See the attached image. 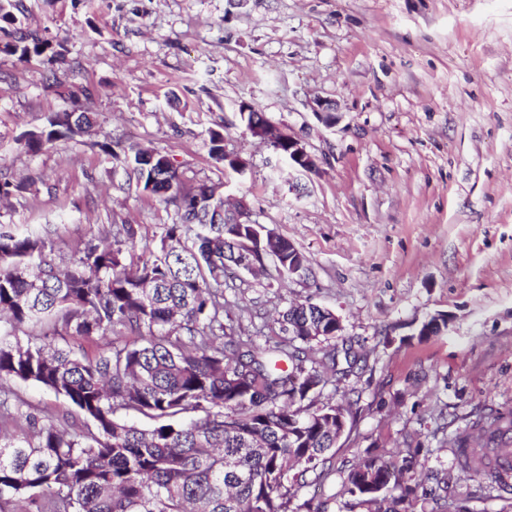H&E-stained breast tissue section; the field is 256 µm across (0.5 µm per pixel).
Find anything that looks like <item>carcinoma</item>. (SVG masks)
I'll use <instances>...</instances> for the list:
<instances>
[{
  "instance_id": "1",
  "label": "carcinoma",
  "mask_w": 512,
  "mask_h": 512,
  "mask_svg": "<svg viewBox=\"0 0 512 512\" xmlns=\"http://www.w3.org/2000/svg\"><path fill=\"white\" fill-rule=\"evenodd\" d=\"M35 33L12 36L0 52L28 62L51 50ZM49 129L29 132L23 148L37 153L73 128L93 126L86 112H52ZM101 150L137 185L173 209L164 240L195 234L193 246L163 247L148 259L122 262L136 231L121 223L76 249L57 267L49 238L0 224V385L37 384L63 396L85 419L41 417L0 400V512H325L299 492L307 473L325 475L336 447V407L319 404L323 390L346 376L359 357L343 348L311 346L336 330L322 308L293 303L281 324L288 337L265 347L224 330V270L268 256L280 274L307 266L288 239L247 223L206 182L186 185L167 155L150 146ZM210 154L230 170L224 137L210 134ZM54 322L76 336L103 339L90 356L46 343L27 330ZM127 330L131 345L107 336ZM28 338L22 342L18 334ZM289 362L287 368L278 366ZM133 412L142 428L117 416ZM499 425L456 438L461 470L495 475ZM322 471H317V468ZM344 493L348 512H413L428 499L413 457L360 460Z\"/></svg>"
}]
</instances>
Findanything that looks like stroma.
<instances>
[{"label":"stroma","mask_w":512,"mask_h":512,"mask_svg":"<svg viewBox=\"0 0 512 512\" xmlns=\"http://www.w3.org/2000/svg\"><path fill=\"white\" fill-rule=\"evenodd\" d=\"M14 17L56 55L0 53V180L21 186L0 224L48 234L60 264L115 219L136 228L137 253H157L172 211L101 145L162 151L308 260L289 279L269 258L232 269L225 323L275 337L280 312L306 300L366 358L324 390L352 408L304 498L346 512L352 465L411 454L426 487L453 474L447 497L467 512H512V489L461 472L453 443L512 413V0H17ZM319 100L337 104V124L316 116ZM243 104L298 137L315 170L253 136ZM74 107L93 113L91 134L19 146ZM214 131L244 174L211 156ZM433 314L446 329L419 335ZM9 388L33 412L77 414L39 385Z\"/></svg>","instance_id":"obj_1"}]
</instances>
